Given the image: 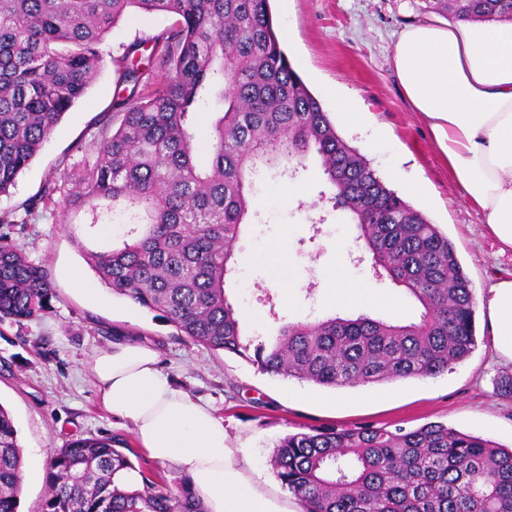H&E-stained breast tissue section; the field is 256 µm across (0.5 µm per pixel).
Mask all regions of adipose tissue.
<instances>
[{
	"label": "adipose tissue",
	"mask_w": 512,
	"mask_h": 512,
	"mask_svg": "<svg viewBox=\"0 0 512 512\" xmlns=\"http://www.w3.org/2000/svg\"><path fill=\"white\" fill-rule=\"evenodd\" d=\"M392 67L412 112L427 122L463 197L512 252V23L437 18L405 26L394 44ZM346 124L365 131L368 150L388 140L365 111L330 87ZM325 278L336 299L389 307L340 268ZM498 355L512 362V279L492 285L484 303ZM90 371L102 405L131 425L150 458L174 464L207 512H285L252 488L225 446L224 422L201 399L178 387L151 346L117 340L95 353Z\"/></svg>",
	"instance_id": "1"
}]
</instances>
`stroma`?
I'll return each instance as SVG.
<instances>
[{
	"label": "stroma",
	"mask_w": 512,
	"mask_h": 512,
	"mask_svg": "<svg viewBox=\"0 0 512 512\" xmlns=\"http://www.w3.org/2000/svg\"><path fill=\"white\" fill-rule=\"evenodd\" d=\"M281 47L310 91L320 99L339 135L361 148L360 131L346 126L329 98L339 86L383 127L393 154L369 155L386 184L403 191L422 181L431 200L418 208L453 242L471 280L475 299L497 281L512 278V253L501 252L479 212L458 190L426 123L411 112L392 69L394 41L404 26L429 18L424 0H270ZM173 23L167 15L133 14L120 21L101 45L105 59L85 96L58 123L31 164L8 193L0 213L20 209L44 182L63 169L94 161V143L112 99L121 93L116 58L127 45L150 38ZM304 188L307 199L289 197V185ZM327 186L317 161L296 178L267 171L255 177L259 216L243 230L235 249L237 274L226 288L240 315L245 337L268 336L274 318L310 322L328 315L352 318L359 308L336 303L322 277L339 265L381 296L398 299L418 320L420 308L388 278L375 277L361 258L358 231L347 212L333 209L321 194ZM85 216H63L61 204L36 213L31 222L9 229L13 239L50 272L55 298L40 316L0 322V405L11 413L25 460L51 457L76 437L121 438L132 443L129 428L105 410L89 373L92 355L120 337L154 346L160 363L177 385L208 402L224 420L232 459L261 491L285 503L301 504L282 488L270 464L286 434L305 426H402L413 429L445 422L459 431L512 447V396L500 382L512 376V362L498 359L483 320H476L477 346L448 373L336 389L273 376L246 360L177 336L156 313L108 293L93 305L80 297L68 269L86 268L76 245ZM286 244L280 255L274 244ZM279 266L298 288L283 292L270 271Z\"/></svg>",
	"instance_id": "35a3bbf8"
}]
</instances>
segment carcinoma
I'll list each match as a JSON object with an SVG mask.
<instances>
[{
	"mask_svg": "<svg viewBox=\"0 0 512 512\" xmlns=\"http://www.w3.org/2000/svg\"><path fill=\"white\" fill-rule=\"evenodd\" d=\"M466 20L512 21V0H425ZM175 18L116 60L113 132L104 125L94 162L46 181L22 204L30 214L60 199L89 214L88 228L124 216L107 247L81 253L113 292L158 313L177 335L240 356L267 374L319 387H356L451 371L477 345L471 282L453 243L336 131L292 68L270 0H0V194L13 186L98 72L100 45L131 10ZM165 80L146 96L137 56ZM220 111L207 142L198 106ZM316 158L333 209L351 214L376 276L421 306L419 320L367 314L288 323L244 340L225 293L235 246L254 212L259 167L296 177ZM50 274L0 233V319L51 308ZM117 437L72 440L48 463L41 512H206L186 477L170 480ZM24 459L0 407V512H17ZM270 465L303 512H512V450L445 423L370 424L286 435ZM135 470L138 486L117 480Z\"/></svg>",
	"mask_w": 512,
	"mask_h": 512,
	"instance_id": "carcinoma-1",
	"label": "carcinoma"
}]
</instances>
